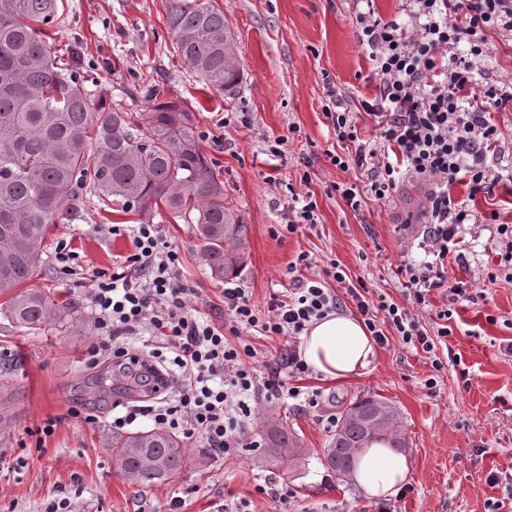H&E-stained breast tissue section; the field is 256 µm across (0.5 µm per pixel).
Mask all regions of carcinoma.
<instances>
[{"mask_svg":"<svg viewBox=\"0 0 512 512\" xmlns=\"http://www.w3.org/2000/svg\"><path fill=\"white\" fill-rule=\"evenodd\" d=\"M173 51L211 90L227 95L241 79L234 36L212 0H166ZM63 23V0H0V315L34 330L68 316L64 306L26 284L44 263L42 243L60 224L78 184L124 212L152 215L166 207L195 225L213 279L237 275L245 262L247 225L224 202V183L197 143L193 106L148 88L150 105L131 112L91 98L88 78L63 59L48 30ZM267 460H300L297 435L267 425ZM407 447L401 415L369 397L337 421L324 465L339 478L373 442ZM112 471L142 487L177 474L186 464L181 441L159 429L115 434Z\"/></svg>","mask_w":512,"mask_h":512,"instance_id":"cac0c4a2","label":"carcinoma"}]
</instances>
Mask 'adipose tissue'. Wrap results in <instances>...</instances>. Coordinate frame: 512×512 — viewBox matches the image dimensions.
Returning a JSON list of instances; mask_svg holds the SVG:
<instances>
[{"instance_id": "obj_1", "label": "adipose tissue", "mask_w": 512, "mask_h": 512, "mask_svg": "<svg viewBox=\"0 0 512 512\" xmlns=\"http://www.w3.org/2000/svg\"><path fill=\"white\" fill-rule=\"evenodd\" d=\"M304 360L326 378L343 381L362 373L375 355V344L360 319L332 312L315 321L301 337ZM410 474L407 456L388 444L376 443L360 455L354 480L365 496L388 499Z\"/></svg>"}]
</instances>
